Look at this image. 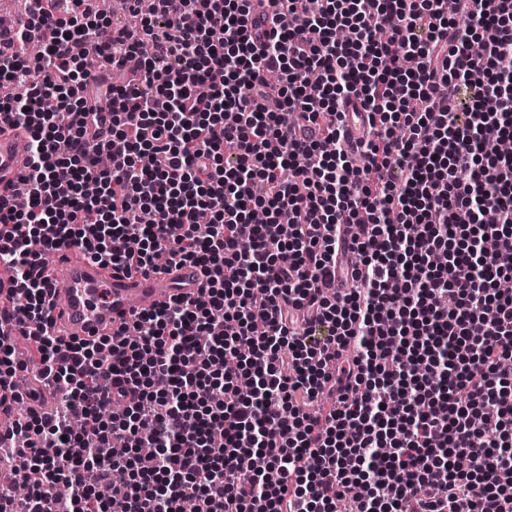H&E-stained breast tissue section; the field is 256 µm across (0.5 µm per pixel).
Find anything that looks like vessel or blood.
Wrapping results in <instances>:
<instances>
[{
	"mask_svg": "<svg viewBox=\"0 0 512 512\" xmlns=\"http://www.w3.org/2000/svg\"><path fill=\"white\" fill-rule=\"evenodd\" d=\"M30 137L25 128L0 122V192L14 205L25 196L17 190V176L29 156ZM64 294L48 296L45 308L52 331L66 339L95 340L131 325L137 314L170 304L174 298L196 296L203 277L189 264L157 273H128L93 262L77 247H64L50 260L47 270ZM24 395L35 410L49 408L57 396L36 368L25 373Z\"/></svg>",
	"mask_w": 512,
	"mask_h": 512,
	"instance_id": "1",
	"label": "vessel or blood"
}]
</instances>
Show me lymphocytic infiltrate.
Wrapping results in <instances>:
<instances>
[{
	"label": "lymphocytic infiltrate",
	"mask_w": 512,
	"mask_h": 512,
	"mask_svg": "<svg viewBox=\"0 0 512 512\" xmlns=\"http://www.w3.org/2000/svg\"><path fill=\"white\" fill-rule=\"evenodd\" d=\"M29 2L0 49V116L31 137L0 264L62 395L0 433L27 440L0 512H49L58 484L69 512H512V154L483 150L512 136V0H267L263 35L253 0H127L108 43L95 0ZM89 56L140 65L105 84ZM107 115L127 148L104 167L82 135ZM64 246L161 252L203 287L65 342L44 310Z\"/></svg>",
	"instance_id": "f902f5d3"
}]
</instances>
